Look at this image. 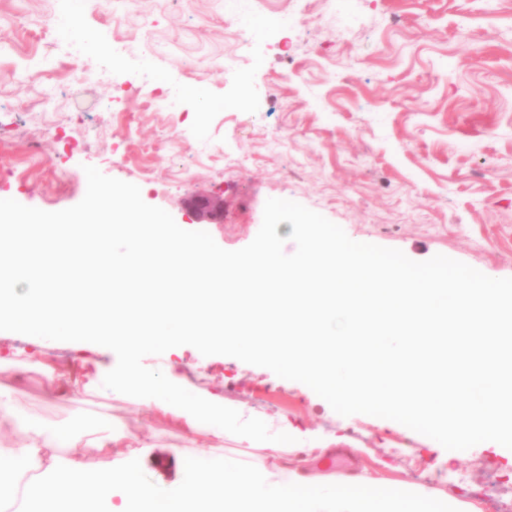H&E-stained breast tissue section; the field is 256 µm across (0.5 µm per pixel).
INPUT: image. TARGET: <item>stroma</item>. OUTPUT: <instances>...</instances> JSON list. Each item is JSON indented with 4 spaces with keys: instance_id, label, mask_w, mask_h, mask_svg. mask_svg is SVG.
Instances as JSON below:
<instances>
[{
    "instance_id": "35a3bbf8",
    "label": "stroma",
    "mask_w": 512,
    "mask_h": 512,
    "mask_svg": "<svg viewBox=\"0 0 512 512\" xmlns=\"http://www.w3.org/2000/svg\"><path fill=\"white\" fill-rule=\"evenodd\" d=\"M79 24L86 39L73 37ZM245 33L243 42L233 31ZM45 78H38V71ZM162 89L173 120L145 113ZM135 184L143 200L226 250L250 244L267 199L298 202L354 241L415 261L442 254L512 277V0H0V199L45 211L78 204L84 166ZM217 198L192 220L187 205ZM62 373L65 394L28 354ZM0 389L27 418L88 412L122 423L111 456L60 444L86 469L139 459L169 488L185 458L272 462L216 444L140 403L90 392L115 353L90 342L0 331ZM143 363L189 391L241 404L327 443L304 471H368L512 512V450H448L393 421L333 411L307 385L183 345Z\"/></svg>"
}]
</instances>
